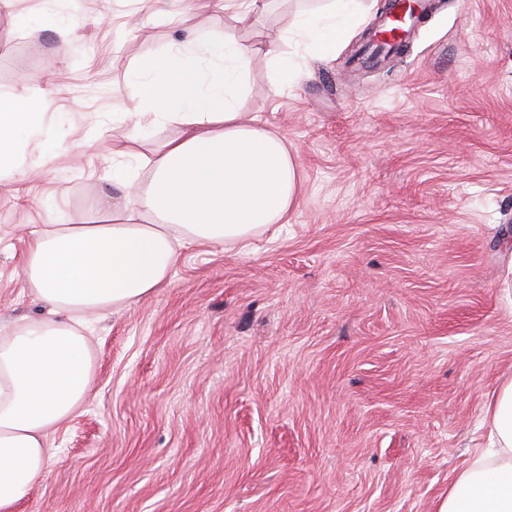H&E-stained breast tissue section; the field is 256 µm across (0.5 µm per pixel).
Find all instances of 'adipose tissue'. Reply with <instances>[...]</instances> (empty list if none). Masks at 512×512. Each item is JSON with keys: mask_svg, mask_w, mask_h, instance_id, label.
I'll use <instances>...</instances> for the list:
<instances>
[{"mask_svg": "<svg viewBox=\"0 0 512 512\" xmlns=\"http://www.w3.org/2000/svg\"><path fill=\"white\" fill-rule=\"evenodd\" d=\"M360 0H323L296 14L278 38L250 43L195 27L146 57L129 75L145 111L135 132L113 142L112 220L58 224L33 234L23 266L31 293L46 307L0 331V512H15L44 474L48 437L86 403L92 356L88 318L151 296L169 279L183 244L242 243L287 221L301 191L286 139L241 99L260 60L278 85L294 83L284 48L327 61L353 34ZM50 101L0 90V178L25 171V150L62 148L44 125ZM177 126L175 135L158 132ZM146 170L135 184L127 161ZM490 446L448 488L438 512H512V379L487 396Z\"/></svg>", "mask_w": 512, "mask_h": 512, "instance_id": "ef3b65f1", "label": "adipose tissue"}]
</instances>
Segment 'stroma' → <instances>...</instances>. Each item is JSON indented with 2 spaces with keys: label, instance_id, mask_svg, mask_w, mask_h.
Here are the masks:
<instances>
[{
  "label": "stroma",
  "instance_id": "obj_1",
  "mask_svg": "<svg viewBox=\"0 0 512 512\" xmlns=\"http://www.w3.org/2000/svg\"><path fill=\"white\" fill-rule=\"evenodd\" d=\"M316 4L250 29L214 8L155 20L149 0L0 16V88L31 75L86 147L77 165L28 147L31 173L0 186V325L43 311L29 230L103 222L112 143L143 109L129 69L185 29L262 41ZM387 5L291 86L253 74L242 109L295 153L297 207L248 247L181 248L162 288L91 321V396L17 512H437L487 446L486 396L512 378V0H439L403 55L349 68ZM62 15L80 24L60 53Z\"/></svg>",
  "mask_w": 512,
  "mask_h": 512
}]
</instances>
